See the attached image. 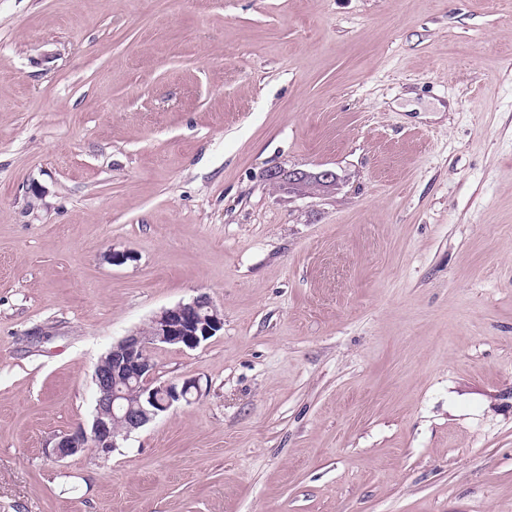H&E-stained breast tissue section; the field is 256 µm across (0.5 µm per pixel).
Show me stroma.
Returning a JSON list of instances; mask_svg holds the SVG:
<instances>
[{
  "instance_id": "1",
  "label": "stroma",
  "mask_w": 512,
  "mask_h": 512,
  "mask_svg": "<svg viewBox=\"0 0 512 512\" xmlns=\"http://www.w3.org/2000/svg\"><path fill=\"white\" fill-rule=\"evenodd\" d=\"M0 512H512V0H0ZM224 319L206 294L163 309L149 324L112 344L94 371L95 415L84 427L60 436L51 455L65 459L85 448H119V440L174 406L192 402L197 387L160 382L153 385L155 365L150 349L158 344L194 349L215 336Z\"/></svg>"
}]
</instances>
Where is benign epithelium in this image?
<instances>
[{"label":"benign epithelium","mask_w":512,"mask_h":512,"mask_svg":"<svg viewBox=\"0 0 512 512\" xmlns=\"http://www.w3.org/2000/svg\"><path fill=\"white\" fill-rule=\"evenodd\" d=\"M223 327L219 310L207 295L200 294L162 310L147 326L113 343L94 371L96 406L90 429L78 427L60 436L51 455L65 459L89 447L117 448L119 440L157 416L178 404L191 403L194 383L153 384L150 349L158 344L194 349Z\"/></svg>","instance_id":"obj_1"}]
</instances>
